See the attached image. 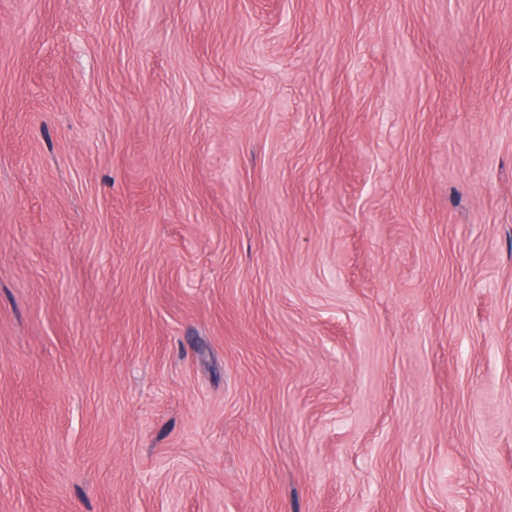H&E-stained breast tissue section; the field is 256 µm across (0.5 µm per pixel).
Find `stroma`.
I'll return each mask as SVG.
<instances>
[{
  "instance_id": "obj_1",
  "label": "stroma",
  "mask_w": 512,
  "mask_h": 512,
  "mask_svg": "<svg viewBox=\"0 0 512 512\" xmlns=\"http://www.w3.org/2000/svg\"><path fill=\"white\" fill-rule=\"evenodd\" d=\"M0 512H512V0H0Z\"/></svg>"
}]
</instances>
